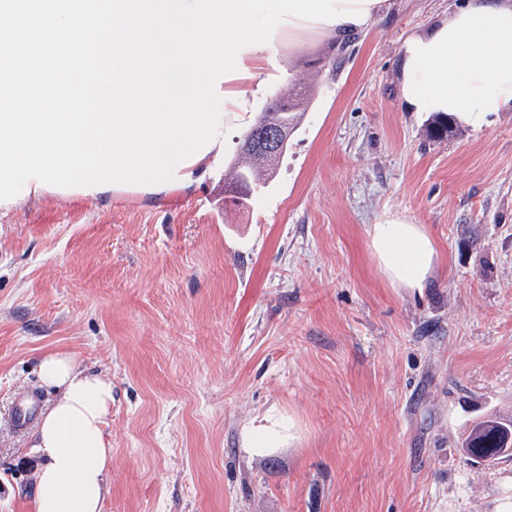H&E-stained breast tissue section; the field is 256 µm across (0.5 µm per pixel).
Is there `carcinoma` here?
<instances>
[{
    "mask_svg": "<svg viewBox=\"0 0 512 512\" xmlns=\"http://www.w3.org/2000/svg\"><path fill=\"white\" fill-rule=\"evenodd\" d=\"M299 106L294 94L285 92L271 99L264 112L250 125L246 138L251 140V148L240 152L230 174V185L234 186L240 198L246 199L254 191L258 176L254 162H265L267 137L262 124L272 119H286L291 122L292 112ZM452 128V118L438 113L434 116L430 136H446ZM461 448L468 460L475 464L500 459L505 451L512 453V415H491L472 423L464 432Z\"/></svg>",
    "mask_w": 512,
    "mask_h": 512,
    "instance_id": "cac0c4a2",
    "label": "carcinoma"
}]
</instances>
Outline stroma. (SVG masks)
<instances>
[{"label": "stroma", "instance_id": "obj_1", "mask_svg": "<svg viewBox=\"0 0 512 512\" xmlns=\"http://www.w3.org/2000/svg\"><path fill=\"white\" fill-rule=\"evenodd\" d=\"M465 0H391L365 29L277 50L306 88L270 181L48 192L0 214V512H31L41 459L16 396L67 350L112 380L104 512H512V458L460 437L512 415V110L431 138L402 96L404 40ZM434 239L430 288L390 287L369 230ZM275 433L249 456L243 433Z\"/></svg>", "mask_w": 512, "mask_h": 512}]
</instances>
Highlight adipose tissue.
I'll return each mask as SVG.
<instances>
[{"instance_id": "obj_1", "label": "adipose tissue", "mask_w": 512, "mask_h": 512, "mask_svg": "<svg viewBox=\"0 0 512 512\" xmlns=\"http://www.w3.org/2000/svg\"><path fill=\"white\" fill-rule=\"evenodd\" d=\"M241 62L249 78L221 84L222 91L245 94V107L225 102L222 124L228 128H247L251 107L279 78L272 49L245 51ZM401 77L404 100L417 112H443L479 127L487 114L512 110V0H468L464 8L408 38ZM369 238L390 287L426 286L438 252L422 225L387 218L372 225ZM39 371L59 397L35 433L42 464L33 512H103L112 465L106 434L112 381L88 372L68 351L45 354Z\"/></svg>"}]
</instances>
